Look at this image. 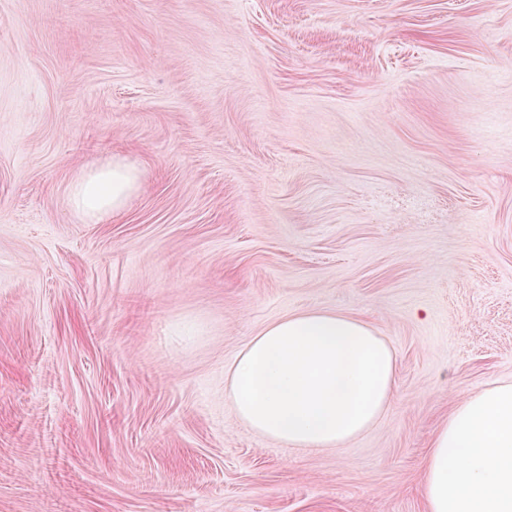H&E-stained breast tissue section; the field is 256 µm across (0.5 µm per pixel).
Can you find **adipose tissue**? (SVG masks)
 I'll list each match as a JSON object with an SVG mask.
<instances>
[{
    "label": "adipose tissue",
    "instance_id": "1",
    "mask_svg": "<svg viewBox=\"0 0 512 512\" xmlns=\"http://www.w3.org/2000/svg\"><path fill=\"white\" fill-rule=\"evenodd\" d=\"M139 188L130 164L104 162L70 203L101 220ZM396 351L362 318L308 310L273 321L235 355L225 394L254 433L292 448L340 447L375 424L396 390ZM428 512H512V380L467 395L424 460Z\"/></svg>",
    "mask_w": 512,
    "mask_h": 512
}]
</instances>
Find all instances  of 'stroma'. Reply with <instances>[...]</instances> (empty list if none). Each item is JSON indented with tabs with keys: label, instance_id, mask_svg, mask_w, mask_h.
Wrapping results in <instances>:
<instances>
[{
	"label": "stroma",
	"instance_id": "1",
	"mask_svg": "<svg viewBox=\"0 0 512 512\" xmlns=\"http://www.w3.org/2000/svg\"><path fill=\"white\" fill-rule=\"evenodd\" d=\"M121 157L103 223L72 183ZM394 347L338 448L224 393L268 323ZM512 377V0H0V512H427L430 438ZM139 184L136 169L113 158L94 167L73 184L70 203L82 216L102 220L121 211Z\"/></svg>",
	"mask_w": 512,
	"mask_h": 512
}]
</instances>
